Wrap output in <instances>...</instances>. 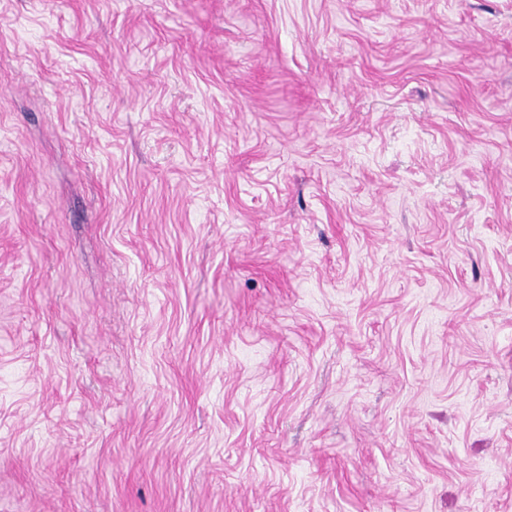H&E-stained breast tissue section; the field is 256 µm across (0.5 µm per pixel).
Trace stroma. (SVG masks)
<instances>
[{
	"instance_id": "obj_1",
	"label": "stroma",
	"mask_w": 512,
	"mask_h": 512,
	"mask_svg": "<svg viewBox=\"0 0 512 512\" xmlns=\"http://www.w3.org/2000/svg\"><path fill=\"white\" fill-rule=\"evenodd\" d=\"M0 512H512V0H0Z\"/></svg>"
}]
</instances>
